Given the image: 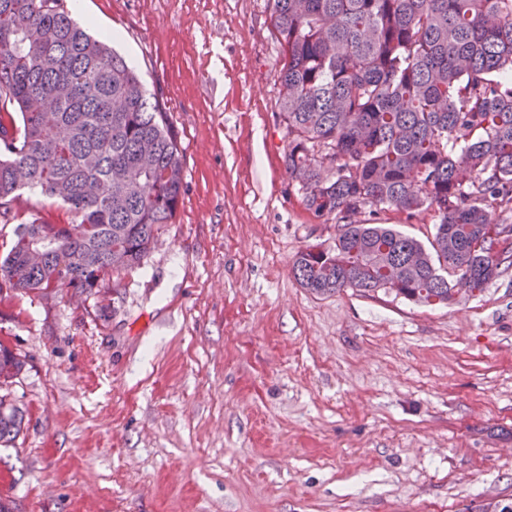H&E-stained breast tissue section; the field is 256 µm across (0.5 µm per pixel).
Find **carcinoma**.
<instances>
[{
	"mask_svg": "<svg viewBox=\"0 0 512 512\" xmlns=\"http://www.w3.org/2000/svg\"><path fill=\"white\" fill-rule=\"evenodd\" d=\"M281 53L283 162L305 210L336 219L329 248L293 263L321 295L355 288L424 305L480 293L512 268V0H268ZM21 125H16L13 115ZM184 187L159 101L67 0H0V220L26 191L66 205L34 218L0 261V294L99 293L141 266ZM432 214L424 245L381 223ZM23 362L0 344V444L23 412L1 393Z\"/></svg>",
	"mask_w": 512,
	"mask_h": 512,
	"instance_id": "cac0c4a2",
	"label": "carcinoma"
}]
</instances>
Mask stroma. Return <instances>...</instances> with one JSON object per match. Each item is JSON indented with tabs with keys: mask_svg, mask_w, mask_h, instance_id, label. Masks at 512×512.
I'll return each mask as SVG.
<instances>
[{
	"mask_svg": "<svg viewBox=\"0 0 512 512\" xmlns=\"http://www.w3.org/2000/svg\"><path fill=\"white\" fill-rule=\"evenodd\" d=\"M168 113L173 223L102 291L0 297L14 512H463L512 498V269L452 305L311 293L267 0H67ZM23 368V362L9 348L0 344V391L12 384ZM7 400V401H6ZM23 412L10 399V393H0V444L11 443L21 432Z\"/></svg>",
	"mask_w": 512,
	"mask_h": 512,
	"instance_id": "stroma-1",
	"label": "stroma"
}]
</instances>
